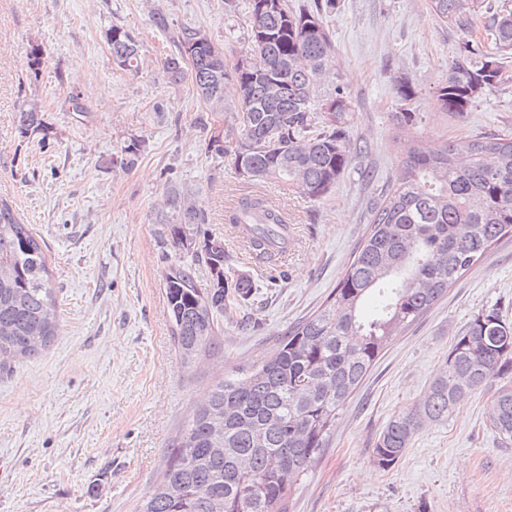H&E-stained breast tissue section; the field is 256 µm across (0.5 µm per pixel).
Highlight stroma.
Segmentation results:
<instances>
[{
    "label": "stroma",
    "mask_w": 512,
    "mask_h": 512,
    "mask_svg": "<svg viewBox=\"0 0 512 512\" xmlns=\"http://www.w3.org/2000/svg\"><path fill=\"white\" fill-rule=\"evenodd\" d=\"M502 3L484 0L465 37L434 16L430 0H336L325 17L334 50L321 93L344 89L353 159L314 201L208 154L205 104L163 72L177 48L154 26V12L174 28H204L231 65L247 44L245 0L232 9L224 0H0V198L45 244L61 322L36 357L0 370V512H134L212 384L275 355L288 326L335 288L397 181L409 140L435 147L512 136V59L504 81L467 112L437 100L464 38L492 50L486 26ZM115 25L138 40L139 73L113 61L107 33ZM35 47L46 54L36 77L28 68ZM404 81L415 92L408 127L393 120ZM72 91L84 113L73 112ZM31 102L44 126L24 136L15 115ZM133 140L143 151L126 166ZM174 181L223 238L229 269L256 287L225 313L221 349L189 365L162 283L174 252L152 222ZM245 197L267 200L287 219L288 248L276 265L258 262L228 219ZM492 306L512 320V238L383 352L293 489L289 512H512V444L501 445L489 426V394L420 430L394 468L371 460L379 433L425 393L457 332Z\"/></svg>",
    "instance_id": "35a3bbf8"
}]
</instances>
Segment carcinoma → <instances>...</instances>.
I'll return each instance as SVG.
<instances>
[{"instance_id":"carcinoma-1","label":"carcinoma","mask_w":512,"mask_h":512,"mask_svg":"<svg viewBox=\"0 0 512 512\" xmlns=\"http://www.w3.org/2000/svg\"><path fill=\"white\" fill-rule=\"evenodd\" d=\"M483 0H431L435 16L461 31L471 28ZM335 0L296 9L288 0H247L248 53L260 64L228 66L200 27L172 33L178 53L166 57L169 82L187 81L212 115H224V89L235 86L233 116L224 141L209 137L208 153L228 158L252 179L293 184L312 200L326 196L352 161L342 124L344 92L324 98L321 76L333 51L322 14ZM497 52H512V6L504 3L488 24ZM112 58L140 70L139 44L119 26L108 32ZM452 62L438 101L463 113L501 80L499 62L470 42ZM335 110L318 120L326 102ZM20 133L43 126L39 107L15 115ZM398 182L375 208L356 254L326 303L288 327L279 352L256 368L212 385L192 420L173 439L156 488L136 512H288L292 489L320 456L349 397L383 351L448 293L495 243L512 237V137L477 136L434 148L404 147ZM259 198L241 200L229 215L241 223ZM168 210L155 223L174 252L163 286L172 334L183 360L217 345L224 302L254 293L249 276L224 271V240L209 233L207 214L188 191L167 192ZM280 216L250 225L255 257L268 258ZM200 238L185 258L184 228ZM211 279L201 282L196 265ZM373 312L361 313L368 300ZM56 291L47 255L12 206L0 200V357L31 358L57 336ZM492 391L489 423L503 445L512 444V323L498 308L475 315L455 336L443 367L416 404L394 414L372 448L383 470L403 457L427 424L447 421L468 396Z\"/></svg>"}]
</instances>
